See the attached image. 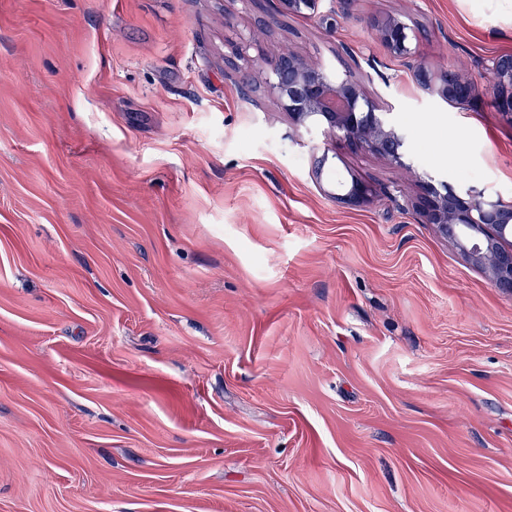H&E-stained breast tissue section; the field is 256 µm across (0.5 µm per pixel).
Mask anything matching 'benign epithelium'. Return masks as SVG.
<instances>
[{
	"instance_id": "7a95c632",
	"label": "benign epithelium",
	"mask_w": 512,
	"mask_h": 512,
	"mask_svg": "<svg viewBox=\"0 0 512 512\" xmlns=\"http://www.w3.org/2000/svg\"><path fill=\"white\" fill-rule=\"evenodd\" d=\"M365 26L393 54L406 57L407 27L401 21L371 19ZM253 38L243 37L234 54L248 67L268 75V88L296 125L324 127V133L341 136L356 146L389 157L408 166L406 133L388 120L377 105L367 99L350 75L340 77L294 55L248 56ZM490 71L491 102L495 110L512 120V56H496L486 63ZM417 76L431 95L452 105H469L483 91L474 81L448 70L432 71L420 64ZM371 188L360 181L352 183L345 200L365 202ZM421 209L425 220L443 234L453 231L456 245L469 261L484 268L493 283L512 291V205L491 200L473 187L456 188L451 184H426Z\"/></svg>"
}]
</instances>
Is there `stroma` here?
Returning a JSON list of instances; mask_svg holds the SVG:
<instances>
[{
    "label": "stroma",
    "mask_w": 512,
    "mask_h": 512,
    "mask_svg": "<svg viewBox=\"0 0 512 512\" xmlns=\"http://www.w3.org/2000/svg\"><path fill=\"white\" fill-rule=\"evenodd\" d=\"M248 33L351 73L411 169L297 128ZM501 54L512 0H0V512H512V292L417 206L512 204V122L412 69ZM364 24L375 33L382 45L393 54L400 57L411 54L408 46V28L401 21L394 18L386 20L371 19L364 21Z\"/></svg>",
    "instance_id": "35a3bbf8"
}]
</instances>
